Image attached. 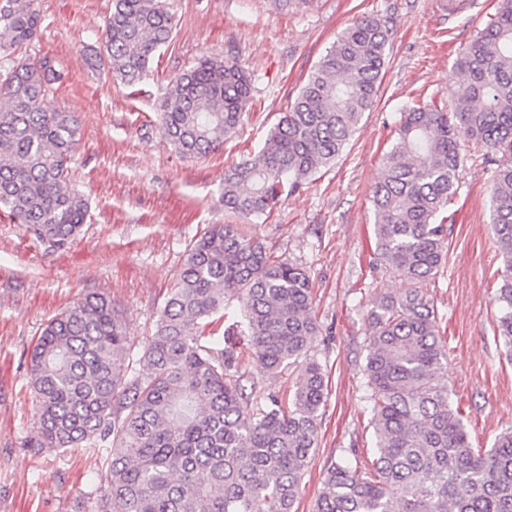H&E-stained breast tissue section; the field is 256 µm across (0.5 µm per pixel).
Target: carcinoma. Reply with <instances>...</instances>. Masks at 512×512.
<instances>
[{
	"mask_svg": "<svg viewBox=\"0 0 512 512\" xmlns=\"http://www.w3.org/2000/svg\"><path fill=\"white\" fill-rule=\"evenodd\" d=\"M33 0H0V39L30 42ZM162 0H112L101 63L138 81L171 38ZM390 31L381 17L349 24L319 59L263 145L224 174V210L270 213L333 163L378 97ZM452 105L401 113L372 189L375 264L404 280L369 311L363 368L376 453L326 468L316 512H512V430L474 449L442 370L434 306L415 284L447 259L448 204L467 141L493 171L491 224L503 271L495 301L512 348V0L459 53ZM60 74L44 62L0 73V208L50 250H64L89 214L69 187L81 139L74 113L42 103ZM251 94L236 58H208L176 78L161 105L165 138L183 157H206L234 133ZM237 298L252 354L270 374L301 363L287 398L254 404L234 355L207 319ZM318 334L313 288L301 267L236 224H213L190 244L154 334L133 353L121 312L101 294L50 318L29 356L38 427L31 447L102 448L94 512H294L317 447L327 385L307 356Z\"/></svg>",
	"mask_w": 512,
	"mask_h": 512,
	"instance_id": "cac0c4a2",
	"label": "carcinoma"
}]
</instances>
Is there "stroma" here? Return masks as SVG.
I'll use <instances>...</instances> for the list:
<instances>
[{"mask_svg":"<svg viewBox=\"0 0 512 512\" xmlns=\"http://www.w3.org/2000/svg\"><path fill=\"white\" fill-rule=\"evenodd\" d=\"M432 2L294 0L283 8L276 0H166L171 40L127 87L95 60L112 0H35L40 27L21 50L0 51V70L45 59L60 70L45 107L75 113L80 123L70 182L87 198L89 216L67 249L51 251L0 211V512H89L104 468L101 453L30 446L37 419L29 354L46 321L74 298L103 294L122 312L134 349H142L190 242L208 225L229 221L221 200L225 170L259 149L337 35L354 19L377 14L393 35L372 110L333 165L249 226L275 254L307 270L314 288L311 353L326 374L327 398L297 512H313L330 463L373 456L363 376L368 312L404 284L371 263V188L402 112L418 101L449 99L462 82L454 66L459 51L502 4L474 0L471 11L450 20ZM228 55L253 79L242 119L215 155L183 157L162 133L161 103L185 70ZM493 170L464 159L448 208L447 262L421 284L447 342L443 377L476 449L490 448L512 427V358L497 334L494 300L502 263L490 218ZM219 327L225 349L239 356L244 384H256L264 397L292 393L297 367L268 374L233 319Z\"/></svg>","mask_w":512,"mask_h":512,"instance_id":"35a3bbf8","label":"stroma"}]
</instances>
